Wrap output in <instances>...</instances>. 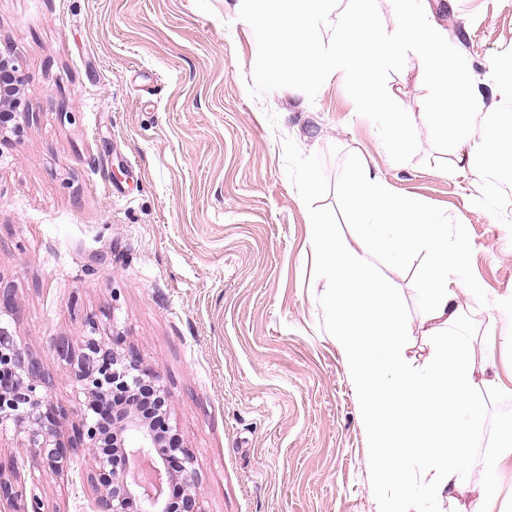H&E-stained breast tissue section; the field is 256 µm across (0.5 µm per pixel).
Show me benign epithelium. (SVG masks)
Masks as SVG:
<instances>
[{
	"instance_id": "obj_1",
	"label": "benign epithelium",
	"mask_w": 512,
	"mask_h": 512,
	"mask_svg": "<svg viewBox=\"0 0 512 512\" xmlns=\"http://www.w3.org/2000/svg\"><path fill=\"white\" fill-rule=\"evenodd\" d=\"M14 74V84L0 83V128L20 119L22 78L6 59L0 69ZM14 301L0 294V429L13 425L26 434L28 454L23 463L32 469L62 473L70 457L84 450L95 470L108 475V483L96 484L95 474L87 476L92 489L90 509L94 512H130L139 503V512H169L163 500L164 485L179 480L185 490L182 512H201L200 490L195 481L194 454L181 445L176 427L168 415V389L157 371L143 365L124 348V336L117 327L108 334L95 317L85 318L78 336L63 340L57 351L67 371L79 385L84 400L77 409L78 426L74 439L64 441L62 423L49 401L48 385L39 362L16 340L10 329ZM152 389L155 413L162 427L144 419L135 402L141 387ZM112 400V424L100 417L101 404ZM110 440L114 453L104 455L100 448ZM19 467L11 475L0 471V512H45L43 500L27 493L18 481Z\"/></svg>"
}]
</instances>
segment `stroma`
I'll return each instance as SVG.
<instances>
[{
  "label": "stroma",
  "instance_id": "stroma-1",
  "mask_svg": "<svg viewBox=\"0 0 512 512\" xmlns=\"http://www.w3.org/2000/svg\"><path fill=\"white\" fill-rule=\"evenodd\" d=\"M236 0H0V50L24 77V135L0 154V289L11 329L77 422L79 387L57 345L89 315L113 319L169 391L170 422L196 455L203 512H377L371 454L326 310L309 236L318 215L352 239V170L463 225L464 298L449 340L467 345L486 403L468 470H487L512 430V335L489 331L488 303L512 295V206L472 205L481 179L435 149L415 56L387 89L419 152L394 162L345 78L315 98L293 88L250 97L255 40ZM490 107L493 54L512 50V0H428ZM314 173L307 184L305 172ZM369 264L419 320L422 255ZM87 455L67 476L22 471L46 512H79Z\"/></svg>",
  "mask_w": 512,
  "mask_h": 512
}]
</instances>
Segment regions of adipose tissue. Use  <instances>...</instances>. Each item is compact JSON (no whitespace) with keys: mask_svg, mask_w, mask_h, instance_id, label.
<instances>
[{"mask_svg":"<svg viewBox=\"0 0 512 512\" xmlns=\"http://www.w3.org/2000/svg\"><path fill=\"white\" fill-rule=\"evenodd\" d=\"M354 241L336 236L311 219L310 234L321 257L326 307L336 327L346 372L373 459L378 512H414L407 488L420 482L428 492L461 491L458 467L463 443L478 433L485 403L468 354L444 353L434 344L431 361L412 369L405 356L410 324L389 283L366 263L382 249L392 260L417 253L426 262L420 294L431 335L454 325L464 286L455 272L464 263V233L416 200L397 196L364 165L354 170ZM454 417L453 428L435 424L431 413Z\"/></svg>","mask_w":512,"mask_h":512,"instance_id":"ef3b65f1","label":"adipose tissue"}]
</instances>
